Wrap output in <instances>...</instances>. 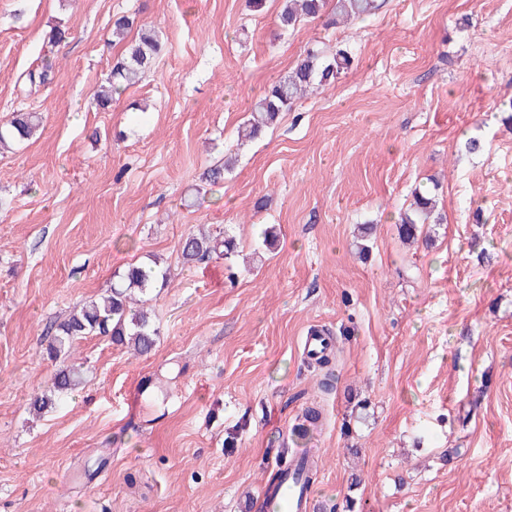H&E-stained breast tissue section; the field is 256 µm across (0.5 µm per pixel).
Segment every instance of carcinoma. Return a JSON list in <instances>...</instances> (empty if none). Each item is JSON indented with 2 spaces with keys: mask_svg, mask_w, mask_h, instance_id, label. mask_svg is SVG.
I'll list each match as a JSON object with an SVG mask.
<instances>
[{
  "mask_svg": "<svg viewBox=\"0 0 512 512\" xmlns=\"http://www.w3.org/2000/svg\"><path fill=\"white\" fill-rule=\"evenodd\" d=\"M331 9V14L341 18L364 17L379 9L376 0H284L278 15L280 26L293 29L308 19H315ZM161 50L156 31L143 29L139 37L130 41L123 59L108 76L106 84L97 95L96 104L101 109L112 103V95L121 94L136 84L141 76L154 64ZM351 65V54L338 49L331 56L320 50L309 49L284 78L273 83L254 104L253 109L240 127L241 138L254 140L265 129L274 125L284 112L307 94L335 83L336 79ZM54 68L49 58L28 70L25 83L33 89L42 86L53 77ZM41 117L35 112H13L5 124L0 125V147L28 141L38 131ZM445 217L436 209V200L428 190H414V204L401 216L399 234L402 238L416 239L422 234L423 224H442ZM236 251L234 239L225 232L214 234L200 232L187 234L180 243L183 263L193 264L214 256L230 259ZM167 271L160 261L140 263L129 267L113 283L105 294L90 300L74 310L63 322L47 331L46 352L54 359H68L76 344L87 336H105L116 345L126 346L138 355L152 350L156 343L157 328L145 308L148 295L158 283H166ZM80 373L72 364H66L56 374L52 387L35 397L30 408L40 413L55 403V399L73 390L79 384Z\"/></svg>",
  "mask_w": 512,
  "mask_h": 512,
  "instance_id": "carcinoma-1",
  "label": "carcinoma"
}]
</instances>
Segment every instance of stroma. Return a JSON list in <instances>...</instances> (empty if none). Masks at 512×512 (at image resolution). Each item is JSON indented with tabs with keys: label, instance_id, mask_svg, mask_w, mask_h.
<instances>
[{
	"label": "stroma",
	"instance_id": "1",
	"mask_svg": "<svg viewBox=\"0 0 512 512\" xmlns=\"http://www.w3.org/2000/svg\"><path fill=\"white\" fill-rule=\"evenodd\" d=\"M282 5L0 0V123L43 117L0 150V512H262L297 448L321 458L314 512H512V0H385L290 31ZM124 15L163 49L99 110ZM58 24L55 77L25 95ZM339 46L347 73L238 146L269 83ZM432 185L447 221L403 244L399 214ZM201 226L239 256L184 266ZM152 257L169 272L153 350L80 340L81 385L32 414L62 366L47 329ZM313 327L335 342L329 392Z\"/></svg>",
	"mask_w": 512,
	"mask_h": 512
}]
</instances>
